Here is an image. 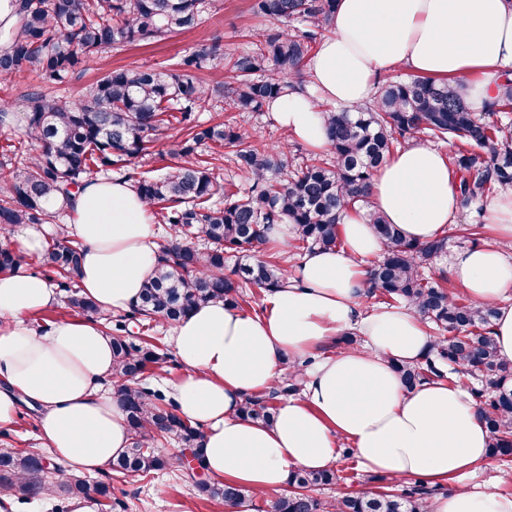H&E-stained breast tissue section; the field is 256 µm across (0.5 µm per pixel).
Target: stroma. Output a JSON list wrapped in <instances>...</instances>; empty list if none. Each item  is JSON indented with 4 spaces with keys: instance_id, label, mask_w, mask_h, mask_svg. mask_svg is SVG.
Listing matches in <instances>:
<instances>
[{
    "instance_id": "obj_1",
    "label": "stroma",
    "mask_w": 512,
    "mask_h": 512,
    "mask_svg": "<svg viewBox=\"0 0 512 512\" xmlns=\"http://www.w3.org/2000/svg\"><path fill=\"white\" fill-rule=\"evenodd\" d=\"M251 5L252 0H211L209 10L203 15L197 27L150 45H128L102 54L86 71L74 75L68 84L62 87L61 93L70 100L80 98L91 84L115 68L130 69L143 66L159 71L167 70L170 60L175 56L217 40L232 47L247 48L244 32L256 23L251 14ZM197 119L205 124L233 123L247 132L260 135L269 144L285 140L287 136L286 131L267 111L238 112L227 108L198 113ZM181 139L182 133L179 128L167 130L162 140L156 144L154 154L136 159L131 165L130 171L133 176L162 177L173 163L169 151ZM496 241L494 230L487 226L476 242L484 245ZM476 242L458 234H449L445 252L433 264L432 276L444 281L452 293L457 294L461 291L450 273L452 259L458 251L472 247ZM0 444L32 448L39 451L40 455H48V448L39 438L35 407L20 403L13 424L0 426ZM160 451L171 457L173 463L157 471L153 477L144 479L129 476L113 479L112 494L114 499L122 504L120 512H220L215 501L196 490L183 466L175 464L174 458L180 453L179 445L171 440L161 445ZM335 468L340 475L339 481L330 486L313 488L314 496L331 500L349 492L382 491L387 487L386 481L380 477L365 473L353 457H339ZM457 482L477 493L512 495V461H494L489 468L458 477Z\"/></svg>"
}]
</instances>
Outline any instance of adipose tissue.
Returning <instances> with one entry per match:
<instances>
[{
  "label": "adipose tissue",
  "instance_id": "1",
  "mask_svg": "<svg viewBox=\"0 0 512 512\" xmlns=\"http://www.w3.org/2000/svg\"><path fill=\"white\" fill-rule=\"evenodd\" d=\"M406 67L454 78L473 112L489 111L497 76L512 69V0H337L334 30L269 110L311 150L328 149L322 108L348 112L373 104L379 74ZM370 199L405 240L440 237L454 222L457 176L447 156L412 142L380 166ZM67 227L83 245L77 277L100 310L127 312L158 262L155 230L131 182L95 178L73 190ZM343 245L307 252L285 287L269 292L253 315L211 302L173 329L183 375L171 386L179 413L203 430L207 477L257 494L282 488L291 471L334 466L349 444L359 466L389 478L444 482L491 462V438L460 387L438 381L405 390L395 364L422 360L434 342L406 305L365 310L364 265L384 245L372 226L350 215ZM452 271L466 294L497 308L492 332L512 361V255L499 245L466 249ZM57 293L40 275L0 273V426L20 400L40 406V436L75 472L100 471L131 443L123 409L105 394L112 381V338L101 324L68 317L46 325L37 313ZM362 347L327 352L336 337ZM294 366L298 397L282 400L271 423L243 414L248 397L267 391ZM428 512H512V495L454 488L433 496Z\"/></svg>",
  "mask_w": 512,
  "mask_h": 512
}]
</instances>
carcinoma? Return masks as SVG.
<instances>
[{
	"instance_id": "1",
	"label": "carcinoma",
	"mask_w": 512,
	"mask_h": 512,
	"mask_svg": "<svg viewBox=\"0 0 512 512\" xmlns=\"http://www.w3.org/2000/svg\"><path fill=\"white\" fill-rule=\"evenodd\" d=\"M336 0H253L258 18L277 23L253 31V46L234 53L220 42L187 51L165 72L151 68L109 71L78 100H65L59 88L89 66L100 53L119 45L150 44L158 38L196 27L207 0H17L15 23L0 30V78H32L40 92L26 98L18 140L33 152L15 165L9 140L0 161V230L22 224H51L66 209L60 198L70 188L101 171L121 169L155 147L162 131L181 125L183 139L175 162L157 179L133 185L173 234L159 244L157 270L143 286L141 304L130 313L142 318L146 337L135 343L112 337V395L122 406L132 434L130 448L103 470L94 486L99 506L112 501V474L147 477L170 464L154 444L167 437L183 448H199L203 432L183 418L171 401L142 382V369L166 356L149 331L153 323L174 326L195 308L222 301L238 309L251 286L270 292L280 287L286 267L271 252L266 227L289 224L298 248L332 250L341 245L340 225L349 212L371 204V179L378 167L410 140L425 137L453 147L450 165L458 173V201L470 209L512 187V123L486 120L470 112L446 78L411 75L382 82L376 101L357 114L323 110L330 143L324 157H300L290 163L288 145H268L260 136L215 123L203 125L193 114L209 106L212 95L240 112H263L288 84L305 77L317 39L331 30ZM224 70V83L209 92L196 73ZM493 112H512V79H505ZM232 149L231 163L247 188L232 191L219 181L213 147ZM367 223L384 245L380 259L368 267L366 297L388 306L416 308L437 331L422 361L396 364L404 388L429 380L468 385L473 402L491 435V455L512 456V362L497 354L492 304L454 296L421 273L441 255L447 238L412 243L377 210ZM82 244L57 227L38 259L45 276L64 291L75 283ZM246 263L227 270L226 261ZM25 256L0 245V273L15 271ZM76 312L101 317L93 300L70 296ZM298 389L293 375L261 396L247 399L244 413L263 423L274 419L273 401ZM0 483L23 498L48 492L39 454L0 447ZM336 470L294 471L292 490L271 501V512H427L438 488L419 483L401 494L389 491L347 493L327 502L305 493L312 486L336 483ZM199 491L221 505L234 506L248 490L231 483H201ZM86 476L70 473L63 491L88 494Z\"/></svg>"
}]
</instances>
